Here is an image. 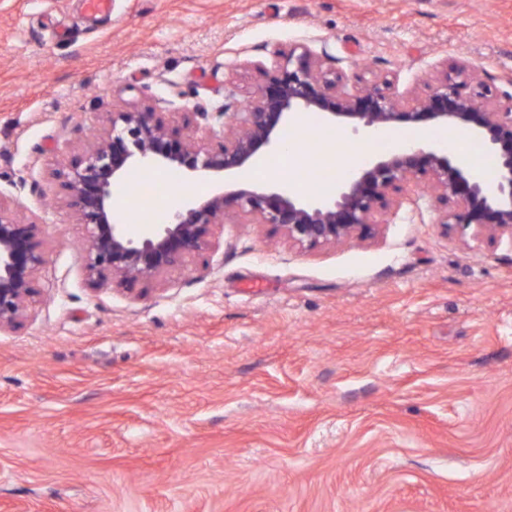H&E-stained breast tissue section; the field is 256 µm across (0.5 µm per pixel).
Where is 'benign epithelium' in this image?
<instances>
[{
  "instance_id": "1",
  "label": "benign epithelium",
  "mask_w": 512,
  "mask_h": 512,
  "mask_svg": "<svg viewBox=\"0 0 512 512\" xmlns=\"http://www.w3.org/2000/svg\"><path fill=\"white\" fill-rule=\"evenodd\" d=\"M277 63L234 122L201 137L191 123L168 124L152 108L133 107L108 116L100 139L57 172L66 206L86 226L82 248L86 280L95 289L113 282L131 286L161 277L211 246L212 228L236 211L269 224L288 242L315 248L354 236L374 235L375 214L401 207L398 195L424 179L439 209V223L474 225L512 234V95L488 98L463 61L444 65L429 91L411 101L374 82L354 94L339 88L310 48L298 44L274 52ZM321 116L330 126L378 134L405 126L467 130L495 162L491 183L471 178L452 154L415 144L355 171L330 195L303 200L281 186L266 190L239 178L266 156L277 154L295 112ZM134 167L176 172L188 179L224 183L170 211L150 237H128L116 221L114 186ZM47 262L38 224L16 220L0 197V330L15 328L36 303V276Z\"/></svg>"
}]
</instances>
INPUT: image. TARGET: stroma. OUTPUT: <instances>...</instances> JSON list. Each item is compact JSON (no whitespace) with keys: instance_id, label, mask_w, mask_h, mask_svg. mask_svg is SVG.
I'll use <instances>...</instances> for the list:
<instances>
[{"instance_id":"1","label":"stroma","mask_w":512,"mask_h":512,"mask_svg":"<svg viewBox=\"0 0 512 512\" xmlns=\"http://www.w3.org/2000/svg\"><path fill=\"white\" fill-rule=\"evenodd\" d=\"M296 44L350 93L424 95L447 59L512 92V0H0V195L48 252L0 332V512H512V238L440 225L420 183L365 240L238 213L157 280L85 278L57 170L134 105L221 131Z\"/></svg>"}]
</instances>
